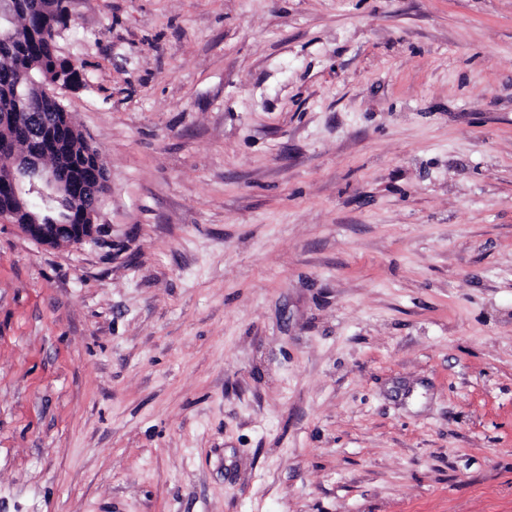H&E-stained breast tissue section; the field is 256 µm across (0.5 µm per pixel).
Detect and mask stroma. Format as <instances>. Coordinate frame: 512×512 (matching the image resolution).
<instances>
[{"label":"stroma","mask_w":512,"mask_h":512,"mask_svg":"<svg viewBox=\"0 0 512 512\" xmlns=\"http://www.w3.org/2000/svg\"><path fill=\"white\" fill-rule=\"evenodd\" d=\"M93 242L0 222V512H512V0H68Z\"/></svg>","instance_id":"1"}]
</instances>
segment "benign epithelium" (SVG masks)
I'll return each instance as SVG.
<instances>
[{"label": "benign epithelium", "mask_w": 512, "mask_h": 512, "mask_svg": "<svg viewBox=\"0 0 512 512\" xmlns=\"http://www.w3.org/2000/svg\"><path fill=\"white\" fill-rule=\"evenodd\" d=\"M67 87L69 83L62 79L36 85L39 100L54 107L61 106L56 89ZM39 153L40 150L36 149L31 155L24 154L17 160V170L10 172L6 178L0 177V190L11 200V206L0 208V221L16 223L18 214L26 211L28 198L32 194L50 207L64 199L89 198L91 204L85 207L80 224H42L32 214L29 222L18 225V228L30 238L51 246H80L94 240L97 233L94 217L101 198L108 191L107 168L103 156H98L96 160V177L85 185L73 177L66 179L53 169H41L37 159Z\"/></svg>", "instance_id": "1"}]
</instances>
